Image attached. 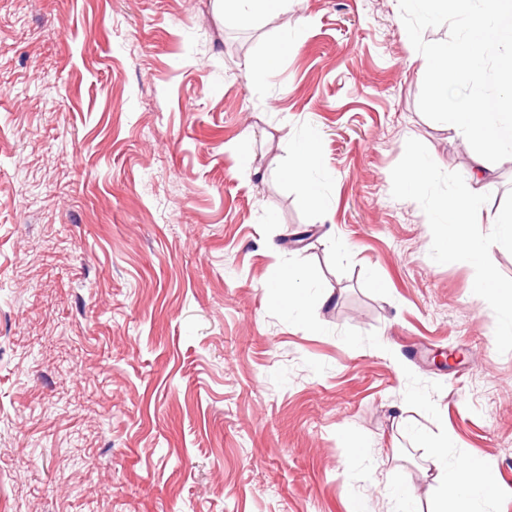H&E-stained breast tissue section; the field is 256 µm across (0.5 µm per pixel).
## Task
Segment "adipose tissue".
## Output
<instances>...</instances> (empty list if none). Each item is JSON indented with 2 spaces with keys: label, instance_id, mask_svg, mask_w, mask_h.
Masks as SVG:
<instances>
[{
  "label": "adipose tissue",
  "instance_id": "obj_1",
  "mask_svg": "<svg viewBox=\"0 0 512 512\" xmlns=\"http://www.w3.org/2000/svg\"><path fill=\"white\" fill-rule=\"evenodd\" d=\"M512 28V0H490L489 8L468 14L465 30L445 51L428 56L425 66L432 77L430 103L443 107L448 127L468 142L478 143L471 176L485 179L486 157L512 154V50L498 57L503 78L500 111H493L484 99L470 94L483 73V65L503 29ZM446 494L454 501V512H472L471 494L495 497L501 494L493 469L484 462L468 457L440 475Z\"/></svg>",
  "mask_w": 512,
  "mask_h": 512
}]
</instances>
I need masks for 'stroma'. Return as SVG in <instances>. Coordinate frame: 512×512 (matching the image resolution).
<instances>
[{
    "label": "stroma",
    "instance_id": "1",
    "mask_svg": "<svg viewBox=\"0 0 512 512\" xmlns=\"http://www.w3.org/2000/svg\"><path fill=\"white\" fill-rule=\"evenodd\" d=\"M463 18L0 0V512H436L443 437L512 512V352L391 195L411 138L471 172L423 67ZM312 136L315 204L283 171Z\"/></svg>",
    "mask_w": 512,
    "mask_h": 512
}]
</instances>
